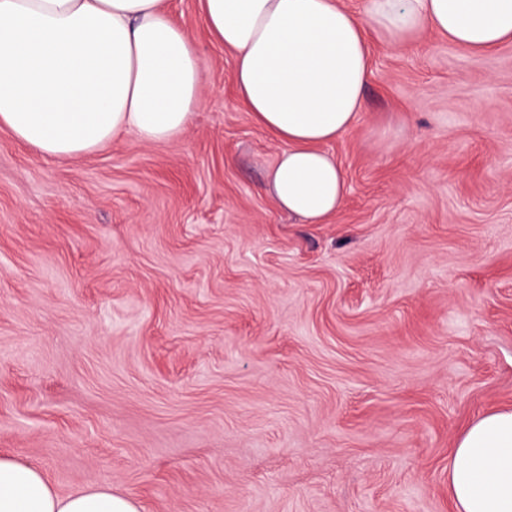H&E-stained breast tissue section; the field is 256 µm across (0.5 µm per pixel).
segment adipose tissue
I'll list each match as a JSON object with an SVG mask.
<instances>
[{"instance_id": "1", "label": "adipose tissue", "mask_w": 512, "mask_h": 512, "mask_svg": "<svg viewBox=\"0 0 512 512\" xmlns=\"http://www.w3.org/2000/svg\"><path fill=\"white\" fill-rule=\"evenodd\" d=\"M256 121L284 148L269 173L276 204L311 224L340 207L346 181L323 151L355 124L373 74L371 42L427 31L475 53L512 44V0H201ZM205 69L163 0H0V128L43 158H72L134 135L178 138L201 104ZM455 512H512V409L484 415L448 458ZM0 512H141L101 487L57 494L42 472L0 457Z\"/></svg>"}]
</instances>
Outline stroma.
<instances>
[{"label": "stroma", "instance_id": "stroma-1", "mask_svg": "<svg viewBox=\"0 0 512 512\" xmlns=\"http://www.w3.org/2000/svg\"><path fill=\"white\" fill-rule=\"evenodd\" d=\"M165 5L205 66L179 138L0 130V455L142 512H454L456 441L512 408V45L372 44L308 224L200 0Z\"/></svg>", "mask_w": 512, "mask_h": 512}]
</instances>
